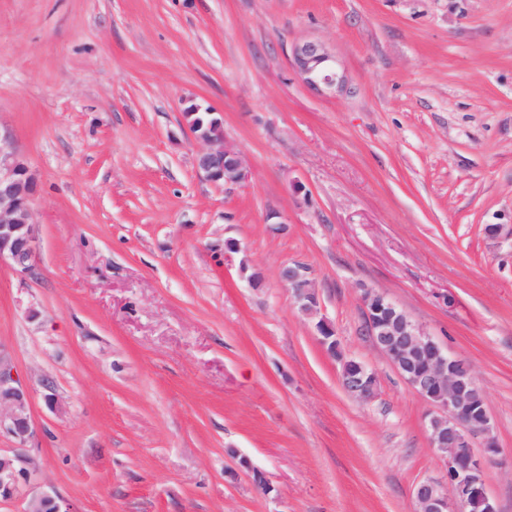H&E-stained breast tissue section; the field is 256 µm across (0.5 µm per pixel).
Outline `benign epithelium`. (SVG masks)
<instances>
[{
  "instance_id": "1",
  "label": "benign epithelium",
  "mask_w": 512,
  "mask_h": 512,
  "mask_svg": "<svg viewBox=\"0 0 512 512\" xmlns=\"http://www.w3.org/2000/svg\"><path fill=\"white\" fill-rule=\"evenodd\" d=\"M291 65L303 80L326 93L344 84L335 56L322 44L305 40L292 48ZM208 131L195 137L209 145L195 160L198 174L211 182L239 184L248 177L239 154L224 143L223 121L208 112ZM35 179L11 142L0 137V263L26 273L36 250L30 223ZM281 281L293 292L300 310L316 311L318 300L308 268L292 264L283 268ZM362 304L366 333L375 347L396 368L405 382L440 414L428 421V445L440 458L444 480H425L414 488L418 512H497L484 484V469L498 452L487 409H476L481 389L470 366L448 353L432 336L384 294L365 291ZM321 343L331 358L340 356V344L332 327L319 322ZM342 384L353 398L372 401L378 378L366 365L342 362ZM10 437L18 448L36 436L30 415V394L14 376L9 359L0 353V436ZM482 437L485 455L474 451L473 439ZM29 461L17 453L0 452V499L10 500L23 490L29 477ZM26 512H72L55 497L42 493L32 498Z\"/></svg>"
}]
</instances>
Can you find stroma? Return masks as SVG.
I'll return each instance as SVG.
<instances>
[{"label": "stroma", "mask_w": 512, "mask_h": 512, "mask_svg": "<svg viewBox=\"0 0 512 512\" xmlns=\"http://www.w3.org/2000/svg\"><path fill=\"white\" fill-rule=\"evenodd\" d=\"M304 40L342 89L293 71ZM193 104L246 182L197 173ZM0 136L37 184L33 267L0 264L37 436L0 512H416L433 408L367 335L368 289L469 363L512 512V241L485 233L512 224V0H0ZM291 65L307 84L326 93L335 92L345 81L335 56L315 41L296 43L292 48ZM281 281L293 292L300 310L305 314L316 311L318 300L311 286L308 268L300 264H292L283 268ZM341 374L343 388L350 396L362 402L375 398L378 378L366 365L358 361H343Z\"/></svg>", "instance_id": "obj_1"}]
</instances>
